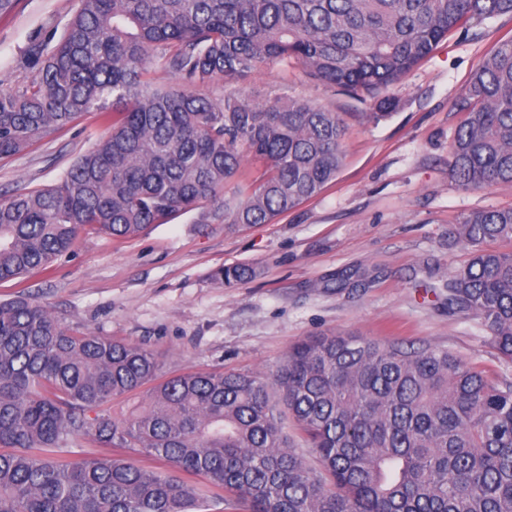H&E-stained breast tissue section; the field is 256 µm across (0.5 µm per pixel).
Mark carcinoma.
Instances as JSON below:
<instances>
[{"instance_id":"cac0c4a2","label":"carcinoma","mask_w":512,"mask_h":512,"mask_svg":"<svg viewBox=\"0 0 512 512\" xmlns=\"http://www.w3.org/2000/svg\"><path fill=\"white\" fill-rule=\"evenodd\" d=\"M512 0H79L26 85L0 89V158L85 112L108 131L51 188L0 199V282L47 268L88 231L138 235L179 213L268 224L344 162L335 112L294 95L215 104L201 89L296 65L349 94L397 86L461 29ZM158 63L182 86L144 79ZM451 142L464 189L512 184V37L472 73ZM444 284L512 361V209L472 212ZM244 266L217 272L231 287ZM151 385L117 418L112 398ZM320 469L288 444L276 406ZM89 444L163 462L71 461ZM201 477L217 492L191 483ZM0 512H512V381L446 349L356 336L292 347L269 380L160 374L153 352L61 326L27 295L0 302Z\"/></svg>"}]
</instances>
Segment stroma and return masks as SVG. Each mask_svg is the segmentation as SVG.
<instances>
[{
    "label": "stroma",
    "mask_w": 512,
    "mask_h": 512,
    "mask_svg": "<svg viewBox=\"0 0 512 512\" xmlns=\"http://www.w3.org/2000/svg\"><path fill=\"white\" fill-rule=\"evenodd\" d=\"M78 0H16L0 15V88L29 83ZM512 37V16L455 34L392 90L389 117L378 98L350 96L307 80L296 67H265L208 87L222 102L240 92L266 103L291 93L338 113L345 160L318 195L267 224L201 225L178 215L139 235L82 234L47 270L0 283V299L26 293L62 325L152 350L166 375L248 373L264 379L295 344L315 336H359L405 347L448 349L468 365L512 379L475 318L449 313L442 284L466 249L448 231L468 213L512 208V185L476 190L452 176L450 144L464 118L455 102L480 61ZM106 133L90 112L0 160V197L59 182ZM252 268L224 286L217 270Z\"/></svg>",
    "instance_id": "stroma-1"
}]
</instances>
